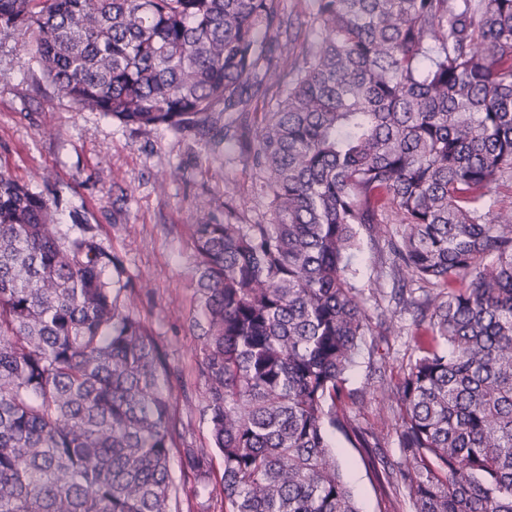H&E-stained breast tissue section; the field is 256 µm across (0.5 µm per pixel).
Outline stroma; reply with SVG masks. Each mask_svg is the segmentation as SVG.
Listing matches in <instances>:
<instances>
[{
  "label": "stroma",
  "instance_id": "1",
  "mask_svg": "<svg viewBox=\"0 0 512 512\" xmlns=\"http://www.w3.org/2000/svg\"><path fill=\"white\" fill-rule=\"evenodd\" d=\"M283 34L274 52V73L283 76L301 59L318 23L312 0H283ZM29 37L0 34V171L29 190L60 194L59 225L85 217L98 241L123 259V279L140 289L135 313L166 347L176 379L173 398L181 442L210 447L199 416L203 383L194 367L198 346L188 329L195 309V263L188 227L214 216L229 224H265L271 215L265 176L246 152L235 160L216 156L199 137L162 127L125 125L98 112H78L33 67ZM205 199L206 209L196 206ZM383 245H365L353 260L356 285L369 313L386 311L374 326L349 377L348 414L399 460L398 426L390 415L392 385L414 353L415 308L394 297L400 282L390 274ZM336 462L362 512H409L395 493L383 494L360 452L335 436Z\"/></svg>",
  "mask_w": 512,
  "mask_h": 512
}]
</instances>
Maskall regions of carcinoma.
<instances>
[{
  "label": "carcinoma",
  "mask_w": 512,
  "mask_h": 512,
  "mask_svg": "<svg viewBox=\"0 0 512 512\" xmlns=\"http://www.w3.org/2000/svg\"><path fill=\"white\" fill-rule=\"evenodd\" d=\"M320 32L248 159L267 224L189 225L200 415L181 472L224 512H360L329 430L410 512H512V0H313ZM281 0H0V32L79 111L240 141ZM419 289L388 411L396 472L342 405L371 318L351 259L379 224ZM90 224L0 173V512H180L168 353ZM490 202L493 214L502 213L512 216V177H504L493 185Z\"/></svg>",
  "instance_id": "carcinoma-1"
}]
</instances>
